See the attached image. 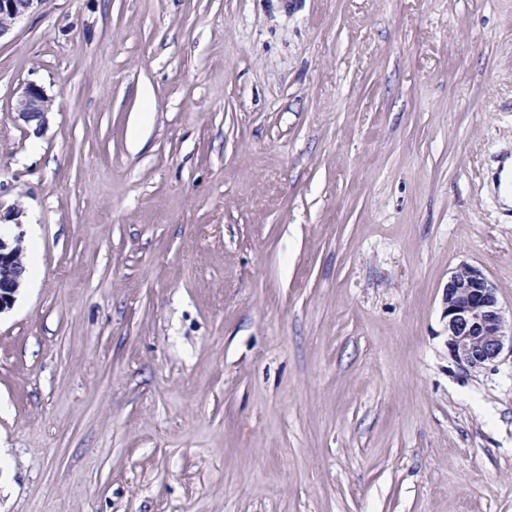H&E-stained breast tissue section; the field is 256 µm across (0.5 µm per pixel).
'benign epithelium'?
I'll return each instance as SVG.
<instances>
[{
    "instance_id": "7a95c632",
    "label": "benign epithelium",
    "mask_w": 512,
    "mask_h": 512,
    "mask_svg": "<svg viewBox=\"0 0 512 512\" xmlns=\"http://www.w3.org/2000/svg\"><path fill=\"white\" fill-rule=\"evenodd\" d=\"M43 0H0V38L34 11ZM53 99L43 87L30 82L20 92L16 111L26 124L42 126ZM20 238L9 241L0 236V313L10 309L22 285ZM448 352L467 369H484L496 362L505 338L512 339V314L498 304L495 288L483 272L468 264L451 271L447 285Z\"/></svg>"
}]
</instances>
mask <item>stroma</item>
Instances as JSON below:
<instances>
[{
	"label": "stroma",
	"mask_w": 512,
	"mask_h": 512,
	"mask_svg": "<svg viewBox=\"0 0 512 512\" xmlns=\"http://www.w3.org/2000/svg\"><path fill=\"white\" fill-rule=\"evenodd\" d=\"M54 99L18 119L27 82ZM512 0H44L0 39V512H512ZM20 242L19 236L10 242L0 233V314L13 306L22 285L24 267ZM448 352L467 369H484L496 362L510 338L512 310L498 304L495 288L483 272L468 264L451 271L447 285Z\"/></svg>",
	"instance_id": "stroma-1"
}]
</instances>
